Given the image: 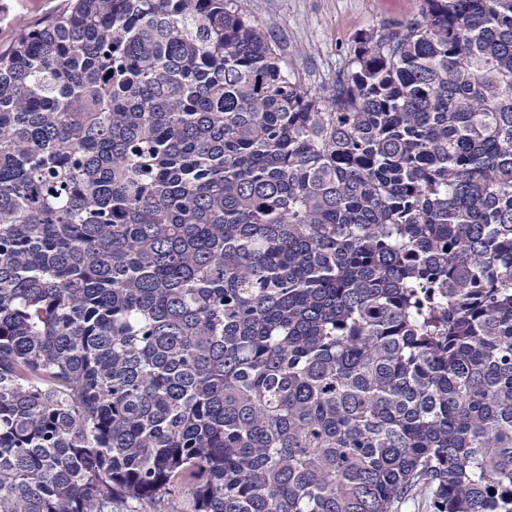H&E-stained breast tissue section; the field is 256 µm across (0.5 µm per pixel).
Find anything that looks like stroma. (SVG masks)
Here are the masks:
<instances>
[{
    "label": "stroma",
    "instance_id": "obj_1",
    "mask_svg": "<svg viewBox=\"0 0 512 512\" xmlns=\"http://www.w3.org/2000/svg\"><path fill=\"white\" fill-rule=\"evenodd\" d=\"M60 0H0V44L58 9ZM302 85L330 88L349 66L356 38L383 22L411 17L417 0H247Z\"/></svg>",
    "mask_w": 512,
    "mask_h": 512
}]
</instances>
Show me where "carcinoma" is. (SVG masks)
I'll return each mask as SVG.
<instances>
[{"label": "carcinoma", "instance_id": "cac0c4a2", "mask_svg": "<svg viewBox=\"0 0 512 512\" xmlns=\"http://www.w3.org/2000/svg\"><path fill=\"white\" fill-rule=\"evenodd\" d=\"M512 512V0L303 86L244 0L0 47V512Z\"/></svg>", "mask_w": 512, "mask_h": 512}]
</instances>
